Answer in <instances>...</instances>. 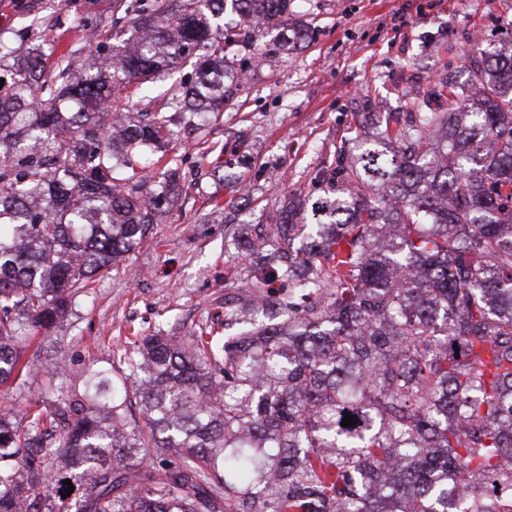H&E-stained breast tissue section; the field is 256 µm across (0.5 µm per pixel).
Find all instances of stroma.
Segmentation results:
<instances>
[{"label":"stroma","instance_id":"35a3bbf8","mask_svg":"<svg viewBox=\"0 0 512 512\" xmlns=\"http://www.w3.org/2000/svg\"><path fill=\"white\" fill-rule=\"evenodd\" d=\"M45 27L31 32L47 51V78L59 51L101 37L85 16L112 19V0H0V32L34 11ZM303 48L273 61L241 52L245 91L209 115L196 139L168 148L183 179L167 209L125 268L79 299L49 335L25 350L41 364L65 356L72 370L99 365L156 328L174 333L224 329V293L247 266L233 236L273 223L288 192L323 197L315 177L336 166L361 112L415 111L431 100L440 77L460 80L454 62L480 39L484 48L512 42V0H304ZM250 193L247 210L227 207L224 179Z\"/></svg>","mask_w":512,"mask_h":512}]
</instances>
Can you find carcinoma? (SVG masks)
Wrapping results in <instances>:
<instances>
[{"label": "carcinoma", "mask_w": 512, "mask_h": 512, "mask_svg": "<svg viewBox=\"0 0 512 512\" xmlns=\"http://www.w3.org/2000/svg\"><path fill=\"white\" fill-rule=\"evenodd\" d=\"M305 37L291 0H113L93 65L68 49L55 82L0 37V385L146 241L181 178L167 146L240 93L237 52ZM462 63L250 239L280 285L224 295L237 332L59 357L53 400L1 411L0 512H512V49ZM149 83L164 111L130 116Z\"/></svg>", "instance_id": "cac0c4a2"}]
</instances>
